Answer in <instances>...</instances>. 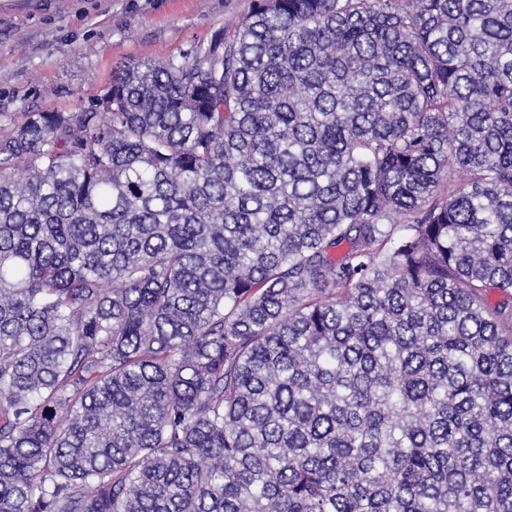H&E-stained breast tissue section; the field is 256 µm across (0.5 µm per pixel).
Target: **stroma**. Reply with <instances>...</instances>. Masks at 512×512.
Returning a JSON list of instances; mask_svg holds the SVG:
<instances>
[{
    "mask_svg": "<svg viewBox=\"0 0 512 512\" xmlns=\"http://www.w3.org/2000/svg\"><path fill=\"white\" fill-rule=\"evenodd\" d=\"M254 0H0V115L80 112L120 66L232 35Z\"/></svg>",
    "mask_w": 512,
    "mask_h": 512,
    "instance_id": "stroma-1",
    "label": "stroma"
}]
</instances>
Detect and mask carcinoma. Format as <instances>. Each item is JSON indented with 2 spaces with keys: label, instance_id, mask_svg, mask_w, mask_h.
I'll return each mask as SVG.
<instances>
[{
  "label": "carcinoma",
  "instance_id": "carcinoma-1",
  "mask_svg": "<svg viewBox=\"0 0 512 512\" xmlns=\"http://www.w3.org/2000/svg\"><path fill=\"white\" fill-rule=\"evenodd\" d=\"M0 512H512V0H256L5 117Z\"/></svg>",
  "mask_w": 512,
  "mask_h": 512
}]
</instances>
